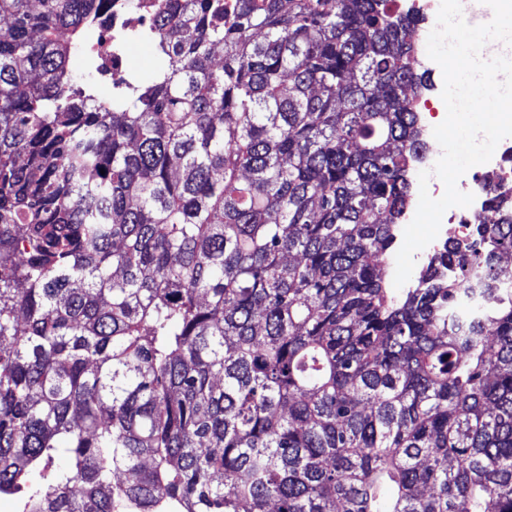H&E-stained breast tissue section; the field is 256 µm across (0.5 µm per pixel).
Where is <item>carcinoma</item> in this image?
<instances>
[{
    "label": "carcinoma",
    "mask_w": 512,
    "mask_h": 512,
    "mask_svg": "<svg viewBox=\"0 0 512 512\" xmlns=\"http://www.w3.org/2000/svg\"><path fill=\"white\" fill-rule=\"evenodd\" d=\"M104 2L0 0V496L512 512V195L413 288L374 263L425 149L420 18L158 0L156 67L103 104L70 59Z\"/></svg>",
    "instance_id": "carcinoma-1"
}]
</instances>
